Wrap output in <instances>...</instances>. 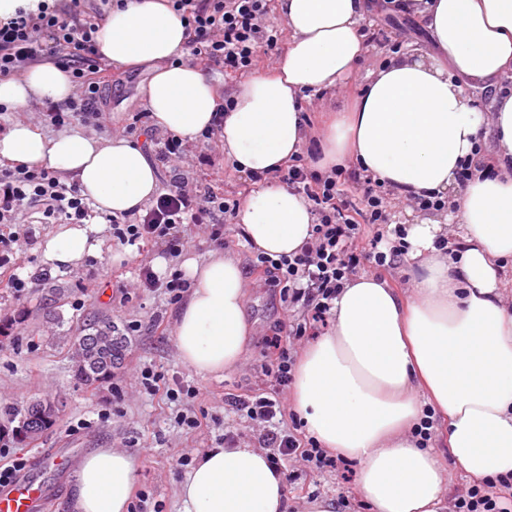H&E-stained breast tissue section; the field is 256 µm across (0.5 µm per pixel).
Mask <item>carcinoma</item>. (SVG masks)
Returning <instances> with one entry per match:
<instances>
[{"label": "carcinoma", "mask_w": 512, "mask_h": 512, "mask_svg": "<svg viewBox=\"0 0 512 512\" xmlns=\"http://www.w3.org/2000/svg\"><path fill=\"white\" fill-rule=\"evenodd\" d=\"M126 337L112 335V320L97 318L70 341V358L77 380L93 385L112 377L125 359ZM5 414L17 422L15 437L24 445L38 441L56 422L58 407L47 397H35L21 405H6Z\"/></svg>", "instance_id": "obj_1"}]
</instances>
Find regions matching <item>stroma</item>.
I'll list each match as a JSON object with an SVG mask.
<instances>
[{"label": "stroma", "instance_id": "1", "mask_svg": "<svg viewBox=\"0 0 512 512\" xmlns=\"http://www.w3.org/2000/svg\"><path fill=\"white\" fill-rule=\"evenodd\" d=\"M367 27L375 39L353 77L323 97L304 100V107L312 111L314 131H321L327 112L352 103L363 89L367 73L388 56L389 45L412 53L431 48L413 16H394L383 9ZM114 77L99 103L106 123L97 129V136L107 140L127 130L146 151H154L161 129L136 120L146 109L140 90L148 79L147 70L130 68L115 72ZM29 218L25 233L7 248L17 274L28 286L19 294L0 283V403L19 404L34 396H48L59 412L54 426L36 443L25 446V458L46 456L56 448L71 449L78 460L98 448L123 451L136 462L134 490L147 491L162 512H179L178 491L187 474L177 463L183 450L217 447L227 432L238 445L257 446V426L246 417L225 412L224 398L267 389L259 364L267 352L265 338L273 334L285 312L284 303L276 291L263 286V274L253 267L255 254L249 244L237 231H228L225 249L241 260L250 281L246 313L251 333L241 365L224 376L204 378L178 356L174 336L177 305L171 304L163 291L149 292L137 286L139 268L157 267L162 260L160 248L118 246L107 225L99 233L103 241L100 255L86 258L72 269H50L43 263L40 247L55 227L39 223L38 213H30ZM118 251L123 252V259H115ZM49 287L64 289L67 294L58 309L46 308L42 302ZM94 316L112 319L122 330L135 321L140 329L129 336L121 368L111 379L88 387L74 377L68 344ZM146 366L161 370L166 383L180 381L198 387L199 395L172 402L163 392H149L140 377ZM179 410L200 417L201 427L189 431L176 424L174 415ZM285 469L293 474L284 484L288 512H304L315 497L336 501V512H368L356 493V461L344 458L336 468L313 472L293 459L286 462ZM31 474L51 491L45 512H71L68 491L74 468L36 467Z\"/></svg>", "mask_w": 512, "mask_h": 512}]
</instances>
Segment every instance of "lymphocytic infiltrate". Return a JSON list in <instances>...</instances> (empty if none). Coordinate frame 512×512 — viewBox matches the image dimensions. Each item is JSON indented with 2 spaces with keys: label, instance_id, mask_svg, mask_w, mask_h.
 <instances>
[{
  "label": "lymphocytic infiltrate",
  "instance_id": "1",
  "mask_svg": "<svg viewBox=\"0 0 512 512\" xmlns=\"http://www.w3.org/2000/svg\"><path fill=\"white\" fill-rule=\"evenodd\" d=\"M269 2L170 0L189 31L186 59L198 65L223 64L225 76L231 78L259 70L265 58L278 54L282 35ZM120 4L121 0H97L88 13L80 0H70L65 8L42 0L36 9L20 7L0 15V76L17 74L38 61H53L68 74L74 93L65 103L41 106L46 121L57 127L76 122L101 125L99 101L112 75L101 63L95 35L100 21ZM317 146V141H310L286 166L249 173L242 189L218 192L179 171L187 145L167 134L156 148L158 161L174 170L164 193L141 212L112 220L118 245L156 246L176 259L187 234L194 231L223 246L224 230L233 223L245 188L282 183L308 200L314 217L310 242L295 254L277 259L260 254L254 262L289 311L277 332L266 337L272 356L260 366L275 389L229 401L231 409L260 425L259 441L269 448L268 461L277 470L295 457L315 471L336 465L315 440L298 439L277 422L285 410L278 391L292 380L296 341L327 324L336 295L361 267L394 268L408 249L403 227H395L393 237L385 235L393 190L357 166L318 172ZM28 209L37 210L45 224H85L96 215L80 188L62 181L56 171L0 159V230L23 223ZM509 486L512 475L475 483L454 497L450 512H512V501L498 493Z\"/></svg>",
  "mask_w": 512,
  "mask_h": 512
}]
</instances>
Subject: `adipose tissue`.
<instances>
[{"mask_svg": "<svg viewBox=\"0 0 512 512\" xmlns=\"http://www.w3.org/2000/svg\"><path fill=\"white\" fill-rule=\"evenodd\" d=\"M435 49L394 55L367 76L352 108L334 115L320 142V172L359 165L399 196L437 193L444 219L409 225L412 288L352 276L331 309V326L295 367L290 403L321 447L356 460L357 493L372 512H446L448 483L438 455L412 435L425 407L445 421V443L459 472L488 479L512 474V302L504 294L512 260V0H404ZM288 29L287 52L272 73L236 84L224 116V158L241 174L278 167L307 139L302 103L341 86L366 52L361 29L371 0H275ZM188 33L165 0H124L97 34L113 68L145 67L141 89L154 125L197 143L212 125L219 95L199 66L185 61ZM492 90L476 108L458 83ZM73 86L44 62L0 78V103L22 110L62 102ZM492 130L495 175L476 172L455 196L456 172ZM0 158L48 166L73 178L97 211L118 216L158 192L146 151L128 138L80 131L48 138L24 122L0 133ZM246 241L277 259L298 252L314 222L307 199L282 185L256 190L236 218ZM93 224H65L43 245L45 263L78 267L99 249ZM448 238L447 250L435 242ZM191 286L174 328L181 361L202 377L243 360L250 326L249 281L237 257L184 262ZM136 465L101 448L81 461L70 490L74 512H129ZM283 476L259 448H211L179 489L182 512H287Z\"/></svg>", "mask_w": 512, "mask_h": 512, "instance_id": "ef3b65f1", "label": "adipose tissue"}]
</instances>
